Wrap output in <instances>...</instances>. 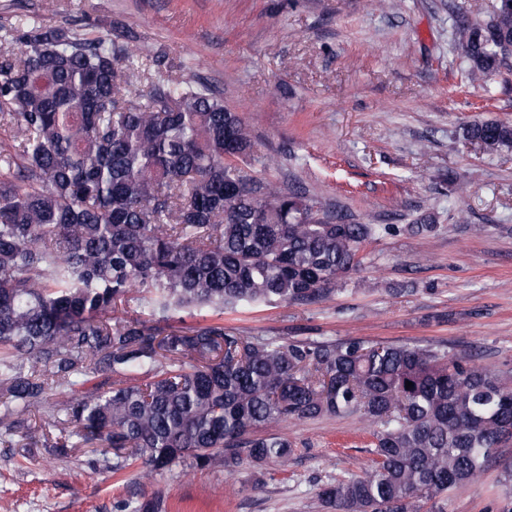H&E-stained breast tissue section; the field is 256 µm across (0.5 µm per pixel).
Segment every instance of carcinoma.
<instances>
[{
	"label": "carcinoma",
	"instance_id": "obj_1",
	"mask_svg": "<svg viewBox=\"0 0 512 512\" xmlns=\"http://www.w3.org/2000/svg\"><path fill=\"white\" fill-rule=\"evenodd\" d=\"M454 40L461 81L499 70L512 0ZM136 51L34 16L0 27V121L17 125L0 145V429L61 457L100 444L99 465L145 480L178 461L233 481L243 449L288 465L281 426L356 416L374 461L320 489L328 512H420L477 481L512 442V384L475 355L224 326L243 306L328 300L378 225L245 172L251 130L204 83L160 69L131 94ZM462 136L512 150L509 122ZM436 229L430 214L409 226ZM195 311L217 318L173 325ZM54 389L74 398L49 407ZM33 409L51 440L29 435Z\"/></svg>",
	"mask_w": 512,
	"mask_h": 512
}]
</instances>
